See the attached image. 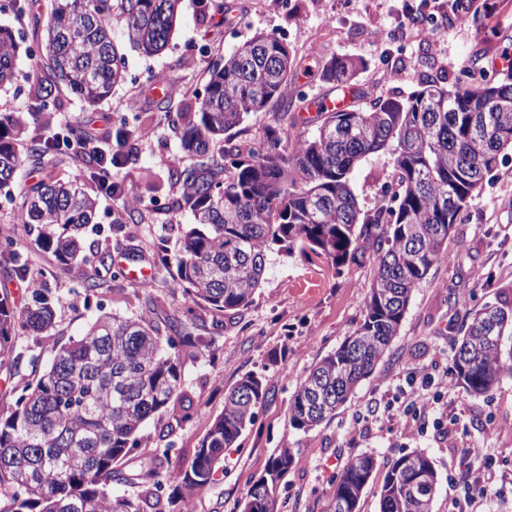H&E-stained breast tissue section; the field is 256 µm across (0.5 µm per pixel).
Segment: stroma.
Returning a JSON list of instances; mask_svg holds the SVG:
<instances>
[{"mask_svg":"<svg viewBox=\"0 0 512 512\" xmlns=\"http://www.w3.org/2000/svg\"><path fill=\"white\" fill-rule=\"evenodd\" d=\"M228 11L216 14L209 0H182L181 16L169 45L146 56L126 42L117 47L125 62V79L104 101L89 105L62 93L52 116L56 125L68 123L100 136L117 134L121 127L137 129L131 144L120 149L122 162L112 168L113 181L124 197L104 194L95 175L92 153L80 158L29 152L44 137L40 116L34 113L35 88L27 75L36 59L28 54L38 37L31 26L33 14L45 12L47 0H20V11L0 12V25L25 34V51L16 61L13 83L0 87V111L18 118L24 127L19 149L27 160L9 186L0 189V230L10 232L27 262L26 277L0 266V295L15 307L26 305L27 280L37 281L54 295L55 333L78 336L104 311L119 316L152 310L154 318L181 316L187 307L182 296L166 288L175 266L166 251L177 248L178 227L189 223L190 213L176 209L182 194L170 181L173 166L193 165L181 150L170 122L179 112H193L204 94L210 69L255 34H273L288 43L311 67L331 57L352 55L365 62L354 81L366 99L408 98L425 83H455L465 66L488 71L499 81H512L497 61L512 52V0H472L481 21L459 26L452 19L454 0H439L435 15L440 40H402L398 25L404 16L419 12L424 0H225ZM166 74L175 91L171 97L153 96L157 74ZM76 181L98 200L88 236L96 248L110 253L113 269L122 280L106 283L96 304H86L76 280L52 253L39 248L36 235L17 223L27 192L48 173ZM393 159L383 152L360 163L351 183L361 207L372 208L391 183ZM139 202L140 220L127 222L125 198ZM448 241L450 261L432 268L425 283L410 299L400 332L335 416L302 432L289 424L288 409L300 380L312 365L334 351L356 328L370 291L373 268L369 263L335 267L319 258L270 255L265 280L251 305L224 316V329L209 347L181 353L184 388L194 402L190 420L172 418L148 423L128 468H138L161 439L172 444L169 461L159 467L163 497L170 512H240L247 489L265 472L277 448L296 452V463L283 477L278 496L281 512H326L336 480L346 461L358 454H374L380 464L400 454L422 449L432 457L439 476L433 512H448L457 491L448 475L452 449H489L498 467H512V375H503L485 397L468 395L460 386L441 397V411L424 414L425 428L405 437L391 431L383 417L388 403L400 396L413 372L434 377L453 375V342L467 310L487 302L512 307V152L488 177L462 212ZM166 251H158V242ZM148 270L146 284L132 290L126 274ZM156 307H149V300ZM261 374L268 399L259 407L254 425L239 447L224 455L223 468L208 489L184 500L179 474L213 420L224 409V396L245 373Z\"/></svg>","mask_w":512,"mask_h":512,"instance_id":"1","label":"stroma"}]
</instances>
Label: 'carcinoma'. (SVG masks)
<instances>
[{
    "mask_svg": "<svg viewBox=\"0 0 512 512\" xmlns=\"http://www.w3.org/2000/svg\"><path fill=\"white\" fill-rule=\"evenodd\" d=\"M180 4L49 0L46 15L34 20L41 30L39 60L28 75L36 90L35 112L48 131L45 147L63 141L74 154L84 148L80 129L51 125L48 108L61 90L92 105L123 78L113 20H120L124 40L153 54L168 44ZM18 39L0 27V85L16 77ZM299 66L295 50L279 37L256 35L210 72L197 111L181 112L174 120L183 151L196 162L171 173L192 223L183 225L173 258L176 273L167 288L218 315L211 326L198 323L190 307L184 317L161 325L144 313L102 314L80 336L57 339L44 365L41 355L18 344L16 330L36 337L50 332L54 296L35 284L21 310L0 298V369L14 376L25 362L33 375L10 414L0 417V512H165L156 477L171 444L155 448L135 471L124 470L125 458L139 446L149 421L189 418L178 352L208 347L224 329L221 316L252 303L275 251L314 255L336 267L366 259L374 270L360 323L295 390L292 428L306 432L334 417L399 335L413 289L433 266L448 260V238L460 214L512 151V84L464 80L448 87L426 85L406 100L320 108L316 132L291 137L288 129L297 117L284 97ZM363 66L360 59L335 57L322 66L320 79L348 88ZM275 105L276 125L264 143L236 139L247 116ZM19 135V121L0 113V188L25 163ZM217 141L223 146L216 157L211 146ZM385 150L394 155L396 190L365 211L350 175ZM97 207V200L75 184L53 177L34 190L18 215V223L37 231V245L80 280L88 300L104 285L100 269L110 270L109 255L88 246L84 236ZM1 263L26 275L9 237L0 240ZM510 326L512 308L498 302L465 315L455 381L470 395L485 396L503 374H512L501 350V336ZM266 397L264 379L251 372L228 391L224 410L181 473L187 496L214 484L224 450L254 424ZM295 462V449H277L265 474L247 491L241 512H249L254 500L262 502L260 512H280L277 488ZM410 462L438 484L426 452L397 456L382 476L379 512H432L434 496L417 500L405 491ZM378 471L371 454L348 459L328 512H361L364 490ZM114 482L141 491L114 496Z\"/></svg>",
    "mask_w": 512,
    "mask_h": 512,
    "instance_id": "carcinoma-1",
    "label": "carcinoma"
}]
</instances>
